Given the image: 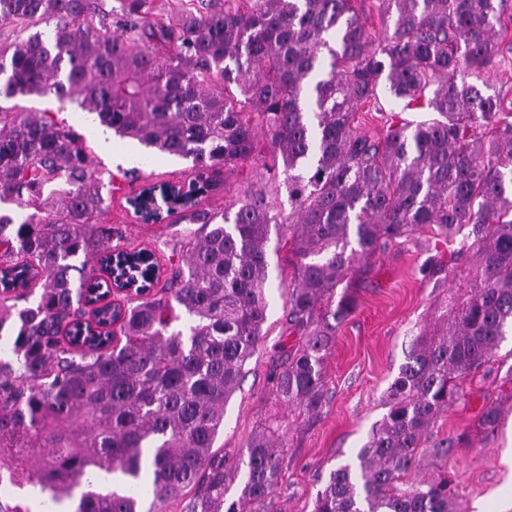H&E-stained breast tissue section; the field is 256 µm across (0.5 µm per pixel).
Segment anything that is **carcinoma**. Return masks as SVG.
Returning <instances> with one entry per match:
<instances>
[{"instance_id": "carcinoma-1", "label": "carcinoma", "mask_w": 512, "mask_h": 512, "mask_svg": "<svg viewBox=\"0 0 512 512\" xmlns=\"http://www.w3.org/2000/svg\"><path fill=\"white\" fill-rule=\"evenodd\" d=\"M0 0V29L40 31L0 44V98L77 100L99 125L209 174L262 162L273 185L221 213L192 191L178 205L147 188L142 217L190 213L200 230L184 267L160 280L146 249L112 248L103 183L91 152L45 112L0 106V512H32V494L72 512H277L287 443L270 426L230 460L215 447L242 368L263 338L271 226L292 225L298 259L288 286V335L271 377L276 402L314 420L325 403L328 318L357 307L336 288L418 228L476 249L473 285L440 323L413 336L389 384L388 410L357 454L333 469L314 512H460L443 472L407 478L429 429L466 401V383L512 330V122L485 74L512 52V0H379L376 35L354 0ZM235 90H230V87ZM423 102L437 117L385 119L362 135L356 112ZM283 180H278V176ZM288 196L289 212L279 197ZM122 283L107 301L94 260ZM34 300H29V297ZM500 409L478 427L497 430ZM460 435L428 449L449 458ZM95 473L120 476L109 492ZM235 498L228 499L230 490Z\"/></svg>"}]
</instances>
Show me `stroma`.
Returning <instances> with one entry per match:
<instances>
[{
  "label": "stroma",
  "instance_id": "1",
  "mask_svg": "<svg viewBox=\"0 0 512 512\" xmlns=\"http://www.w3.org/2000/svg\"><path fill=\"white\" fill-rule=\"evenodd\" d=\"M14 103L29 111L54 113L84 138L99 176L115 185L101 223L111 225L122 241L153 250L161 276H169L179 262L177 251L193 234L195 224L186 218L175 224L135 222L127 200L146 185L187 176L190 161L139 149L137 142L118 136L111 153H101L97 125L75 101L26 96L15 98ZM134 149L140 161L133 167L124 155ZM265 178L264 168L257 163L221 172L204 206L223 211L225 203ZM269 258L274 286L265 336L243 367L241 385L226 407L217 443L225 457L237 458L260 426L279 425L288 444V466L275 494L278 510L313 512L329 472L355 460L372 427L386 414V390L405 361L411 336L432 329L448 297L469 287L472 262L451 260L447 242L428 226L412 240L393 242L371 258L367 271L352 281L356 311L336 325L325 361V405L318 420L304 426L294 412L274 407L270 400V376L280 362V345L287 339L283 285L290 282L297 259L284 249L270 252ZM471 392L467 405L439 414L425 440L430 448L465 433L471 438L470 446L441 461L424 456L415 477L430 478L439 466H446L459 482L462 512H512V387L477 376L471 381ZM491 402L499 404L501 422L495 434L487 436L478 432L477 425L483 406Z\"/></svg>",
  "mask_w": 512,
  "mask_h": 512
}]
</instances>
